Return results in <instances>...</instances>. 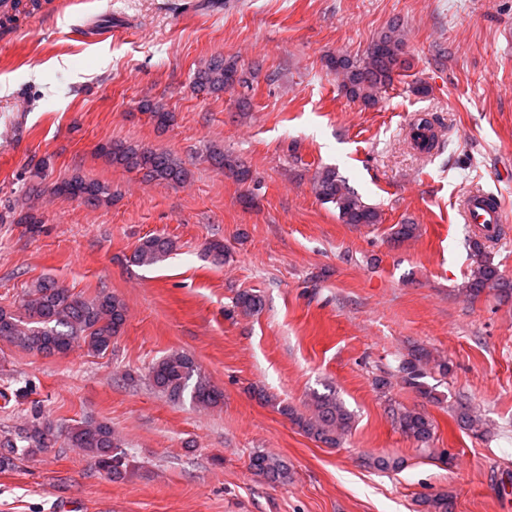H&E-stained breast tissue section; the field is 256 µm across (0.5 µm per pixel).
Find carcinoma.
I'll return each mask as SVG.
<instances>
[{"mask_svg":"<svg viewBox=\"0 0 512 512\" xmlns=\"http://www.w3.org/2000/svg\"><path fill=\"white\" fill-rule=\"evenodd\" d=\"M406 66L403 27L394 22L383 31L360 57L331 56L327 67L342 78L345 94L366 108L376 106L382 92L393 83L395 76ZM245 83L235 63L222 56L210 58L195 73L193 84L200 91L223 93ZM141 111L155 126L164 130L175 122V115L162 104L146 100ZM97 154L115 167L133 173L144 182L177 187L190 180L191 171L171 151L127 141H107L97 145ZM205 159L211 165L229 172L237 181L248 180L245 164L224 153L217 144L209 146ZM313 189L324 205H332L338 218L345 224H378L379 210L364 202L333 168H322L315 175ZM53 192L76 199L91 207L112 203V185L76 173L56 183ZM175 248V241L163 234L145 237L137 245L130 260L137 265H152ZM474 265L462 289L466 295L477 298L490 287L497 288L500 297L512 298V284L506 281L499 268L484 255L482 244L472 243ZM235 307L245 315L257 313L262 299L252 292H241L235 298ZM127 321V307L118 296L101 291L92 297L75 293L50 278L32 283L24 290L18 302L0 307V341L9 342L25 351L44 355H64L77 341L94 355L106 353L113 340L120 335ZM430 355L417 349L411 358L397 369L401 381L427 398H434L433 389L424 382ZM152 387L172 404L190 399L198 407H216L224 400L223 392L201 374L194 357L184 351H172L148 368ZM308 437L336 448L352 427L353 417L333 394L315 393L307 403V410L298 411L289 404L279 406ZM399 430L419 446H430L435 438V424L425 413L416 410H392ZM458 425L477 437L485 434L483 421L467 404L460 402L454 409ZM66 445L79 449L95 465L112 476H121L127 467L123 443L112 427L93 419H85L65 433L50 421L35 420L18 430L0 433V469L9 468L15 461L50 448L58 437ZM249 467L254 475L269 483L288 481V466L279 458L265 452L250 457Z\"/></svg>","mask_w":512,"mask_h":512,"instance_id":"carcinoma-1","label":"carcinoma"}]
</instances>
